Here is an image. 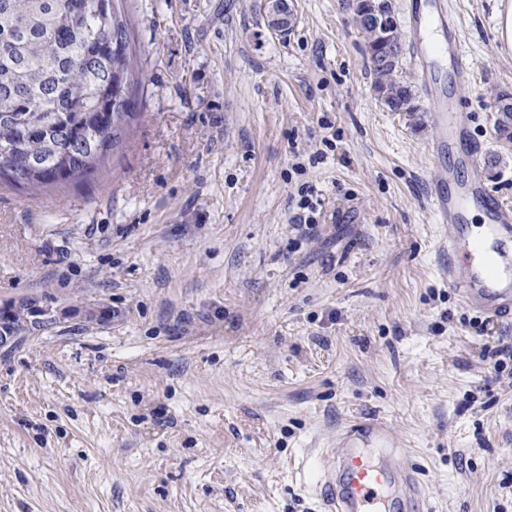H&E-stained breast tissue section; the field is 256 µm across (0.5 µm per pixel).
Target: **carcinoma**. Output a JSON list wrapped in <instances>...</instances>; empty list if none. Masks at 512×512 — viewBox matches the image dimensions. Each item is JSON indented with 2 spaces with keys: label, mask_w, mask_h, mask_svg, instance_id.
Instances as JSON below:
<instances>
[{
  "label": "carcinoma",
  "mask_w": 512,
  "mask_h": 512,
  "mask_svg": "<svg viewBox=\"0 0 512 512\" xmlns=\"http://www.w3.org/2000/svg\"><path fill=\"white\" fill-rule=\"evenodd\" d=\"M377 97L417 112L400 80L402 40L384 3L357 0ZM143 66L119 0H0V168L8 183L44 191L95 174L125 141L132 109L119 91L144 87ZM498 130L512 139V93L494 99Z\"/></svg>",
  "instance_id": "1"
}]
</instances>
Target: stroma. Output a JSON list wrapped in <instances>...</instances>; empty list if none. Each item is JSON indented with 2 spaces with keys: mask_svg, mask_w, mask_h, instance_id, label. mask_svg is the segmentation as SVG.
Returning <instances> with one entry per match:
<instances>
[{
  "mask_svg": "<svg viewBox=\"0 0 512 512\" xmlns=\"http://www.w3.org/2000/svg\"><path fill=\"white\" fill-rule=\"evenodd\" d=\"M461 96L512 204L501 0H456ZM123 0L145 88L97 174L0 181V304L107 308L0 352V512H318L324 451L379 421L424 512H512V384L479 358L429 201L425 94L386 109L344 0ZM312 198L317 228L289 219ZM266 20L268 27L281 34H287L293 24V17L287 0H268ZM506 104L501 108L502 104ZM494 112H500L498 130L506 139H512V93L501 91L494 99Z\"/></svg>",
  "mask_w": 512,
  "mask_h": 512,
  "instance_id": "stroma-1",
  "label": "stroma"
}]
</instances>
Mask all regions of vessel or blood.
<instances>
[{"label":"vessel or blood","instance_id":"obj_1","mask_svg":"<svg viewBox=\"0 0 512 512\" xmlns=\"http://www.w3.org/2000/svg\"><path fill=\"white\" fill-rule=\"evenodd\" d=\"M407 20L411 64L436 130L433 150L458 160L438 171L432 191L435 221L448 227V282L467 306L497 321L512 320V205L481 176L485 149L471 136L464 103L442 92L445 81L467 86L474 79L461 17L454 0H410ZM461 166L471 172L464 182L457 178ZM474 209L484 216V230L465 242L458 228ZM391 443L384 425L350 424L317 484L321 512H420L418 475Z\"/></svg>","mask_w":512,"mask_h":512}]
</instances>
